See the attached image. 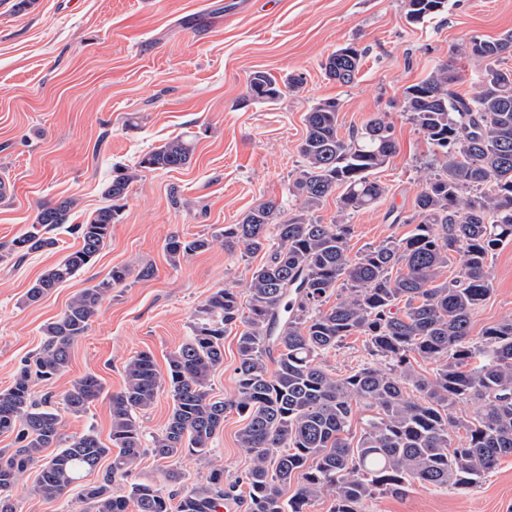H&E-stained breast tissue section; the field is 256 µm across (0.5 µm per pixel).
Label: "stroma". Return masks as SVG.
I'll use <instances>...</instances> for the list:
<instances>
[{
    "instance_id": "35a3bbf8",
    "label": "stroma",
    "mask_w": 512,
    "mask_h": 512,
    "mask_svg": "<svg viewBox=\"0 0 512 512\" xmlns=\"http://www.w3.org/2000/svg\"><path fill=\"white\" fill-rule=\"evenodd\" d=\"M0 0V244L32 224L37 207L67 197L77 204L67 225L55 229V250L0 261V391L43 345V326L72 296L115 266L131 270L113 290L72 347L71 362L38 395L60 397L87 374L105 396L76 417L62 413L64 434L94 429L109 442L107 398L123 387V368L135 352L153 354L165 367L169 352L190 336L193 314L218 288H244L265 253L229 254L215 237L253 207L274 200L285 214L301 200L289 190L301 166L297 146L304 115L322 99L342 105L340 133L348 135L372 115L387 114L398 149L378 180L386 194L352 215L351 252L411 234L423 166L433 152L405 116L403 92L435 66L454 63L457 93L471 92L481 62L454 56L471 36L498 37L512 30V0H448L444 14L414 26L406 0ZM355 45L364 54L355 84L326 77L323 65L336 49ZM304 77L299 91L269 104L247 99L252 71ZM196 135L191 162L176 170L142 172L121 203L112 236L92 262L40 302L28 305V288L49 266L76 249L71 225L107 206L102 188L117 166L135 167L147 152L184 132ZM179 203H172V195ZM213 239L205 252L170 266L169 235ZM153 278L137 279L144 266ZM492 292L472 317L473 335L512 316V241L490 261ZM244 420L229 413L214 453L232 481L251 464L236 434ZM183 475L182 489L204 483L209 468L197 457L144 456L130 480L113 484L123 495L130 482L171 491L163 472ZM27 474L14 490L18 512H79L76 496L45 500L31 492ZM362 512H512V456L500 459L472 488L418 483L374 496Z\"/></svg>"
}]
</instances>
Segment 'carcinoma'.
<instances>
[{
  "mask_svg": "<svg viewBox=\"0 0 512 512\" xmlns=\"http://www.w3.org/2000/svg\"><path fill=\"white\" fill-rule=\"evenodd\" d=\"M447 6L448 0H406V19L420 25ZM458 53L484 62L471 94L450 89L457 72L447 63L404 90L406 112L437 163L406 220L412 233L350 254L349 218L386 193L375 174L396 152L394 127L378 114L345 137L339 100L317 101L305 113L302 168L292 192L308 210L337 194L336 221L321 224L303 214L283 220L280 204L271 200L225 225L224 250H265L266 261L252 271L245 291L229 286L210 294L194 313L192 335L168 354L165 371L147 351L128 358L123 388L109 397L110 444L92 427L64 434L55 403L35 400L33 387L67 368L74 342L130 271L113 267L44 325L42 351L0 391V435H15V447L0 448V512H16L12 493L34 466L35 494L55 500L76 490L83 512H128L131 503L136 512H217L226 501L240 502L241 486L247 512H308L326 491L333 493L330 512H361L364 501L400 492L412 481L475 486L500 458L512 456V317L471 336V316L492 291L489 259L512 241V69L500 67L503 55L512 53V31L494 39L472 36ZM362 54L353 45L337 49L323 65L326 76L354 84ZM302 85L300 75L280 82L257 70L247 97L275 102ZM193 150V134L177 136L146 153L138 168L179 169ZM137 178L127 170L112 176L103 187L112 205L74 225L79 247L36 279L25 303L39 302L95 258ZM75 206L72 198L42 203L28 229L0 247V259L57 248L49 232L68 223ZM212 244L174 234L165 251L176 267ZM451 259L456 268L449 279ZM233 329L236 392L215 399L209 382L224 364V335ZM355 335L367 339L376 361L341 377L329 373L319 358ZM416 356L437 365L433 376L415 369ZM379 359L387 367L378 366ZM165 387L171 412L163 429L148 436L140 415ZM102 394L99 379L87 374L71 382L61 404L81 416ZM463 400L478 402L470 421L451 417L452 406ZM358 408L366 415L353 444L345 433ZM230 412L245 421L237 442L253 462L243 477L226 483L212 440ZM461 430L456 445L452 433ZM49 448L55 452L43 456ZM148 453L160 460L184 454L206 460L207 484L166 495L154 484L134 482L127 494H113L116 478L131 475ZM106 458L111 463L103 479L82 483Z\"/></svg>",
  "mask_w": 512,
  "mask_h": 512,
  "instance_id": "1",
  "label": "carcinoma"
}]
</instances>
